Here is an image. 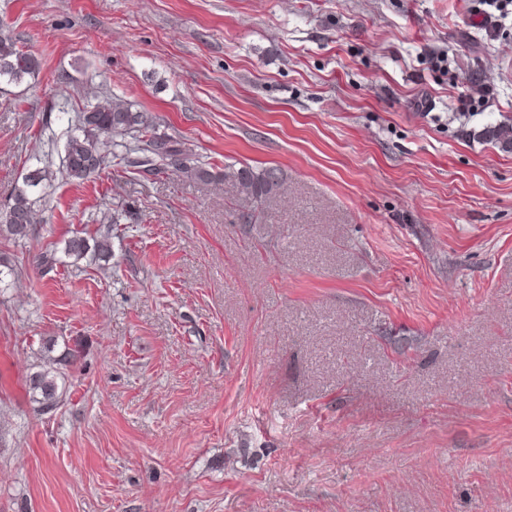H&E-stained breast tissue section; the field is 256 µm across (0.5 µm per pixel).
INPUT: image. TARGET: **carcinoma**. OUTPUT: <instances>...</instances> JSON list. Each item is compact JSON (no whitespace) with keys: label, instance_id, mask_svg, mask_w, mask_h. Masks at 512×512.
<instances>
[{"label":"carcinoma","instance_id":"obj_1","mask_svg":"<svg viewBox=\"0 0 512 512\" xmlns=\"http://www.w3.org/2000/svg\"><path fill=\"white\" fill-rule=\"evenodd\" d=\"M40 68L38 59L16 45L11 31L0 25V82L20 84L33 77ZM487 136L503 145L512 146V125L493 126ZM121 147L130 164L147 165L161 162L171 165L187 177L203 182L224 180L232 183L242 202L236 213L240 224H257L264 218V206L284 183L277 167L259 171L247 165H224V172L213 173L189 159L182 158L176 142L156 132L153 117L119 99L97 98L86 104L74 116L66 131L63 157V177L80 183L99 173L110 163L112 149ZM45 176L36 170L28 175L23 186L0 204V231L16 240L28 238L37 212L38 188ZM65 264L80 267L82 262L108 260L112 256L109 238H92L77 232L65 240ZM49 358L44 368L29 380V393L42 408L50 410L62 397L59 392L60 373Z\"/></svg>","mask_w":512,"mask_h":512}]
</instances>
